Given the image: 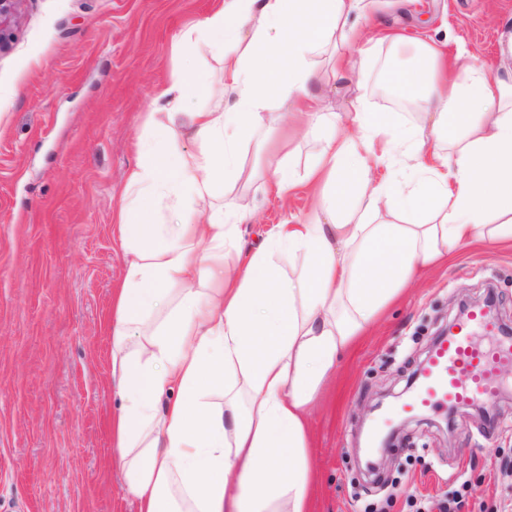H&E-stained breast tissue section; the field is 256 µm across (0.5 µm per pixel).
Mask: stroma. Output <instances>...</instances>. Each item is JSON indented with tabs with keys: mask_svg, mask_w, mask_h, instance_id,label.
<instances>
[{
	"mask_svg": "<svg viewBox=\"0 0 512 512\" xmlns=\"http://www.w3.org/2000/svg\"><path fill=\"white\" fill-rule=\"evenodd\" d=\"M220 0H17L0 51V512H139L124 491L112 446L119 400L112 390L108 324L125 259L112 232L147 112L169 111L156 90L192 60L218 78L222 59L205 42L173 44ZM512 0H363L362 38L388 30L466 51L492 64ZM413 48L373 43L324 109L365 106L394 124L418 120L398 103L388 73L413 65ZM281 139L298 172L323 136L289 119ZM255 143L240 150L224 190L248 213L246 245L274 224L321 218L310 186L266 193ZM498 298L512 322V246H463L405 288L337 361L305 409L309 512H416L454 499L456 512H512V368L502 367L497 421L480 406L406 413L377 473L362 434L378 406L400 405L437 330L460 302Z\"/></svg>",
	"mask_w": 512,
	"mask_h": 512,
	"instance_id": "stroma-1",
	"label": "stroma"
}]
</instances>
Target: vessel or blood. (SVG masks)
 I'll use <instances>...</instances> for the list:
<instances>
[{"label": "vessel or blood", "instance_id": "b4317fda", "mask_svg": "<svg viewBox=\"0 0 512 512\" xmlns=\"http://www.w3.org/2000/svg\"><path fill=\"white\" fill-rule=\"evenodd\" d=\"M492 311L472 309L432 350L409 403L411 409L442 404L493 403L498 372L512 363V344L499 343Z\"/></svg>", "mask_w": 512, "mask_h": 512}]
</instances>
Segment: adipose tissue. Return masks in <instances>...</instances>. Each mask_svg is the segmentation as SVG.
<instances>
[{
  "mask_svg": "<svg viewBox=\"0 0 512 512\" xmlns=\"http://www.w3.org/2000/svg\"><path fill=\"white\" fill-rule=\"evenodd\" d=\"M360 2L223 0L174 46L209 40L223 92L189 124L146 118L115 215L125 275L109 326L114 448L140 512H308L302 413L338 357L455 248L512 244V26L491 73L424 46L396 75L420 102L419 124L392 127L360 107L351 136L324 111L311 58L337 36L358 45ZM291 114L324 145L301 174L259 139L269 188L322 184L324 218L274 225L249 250L224 182L242 143ZM431 135L447 145L432 164ZM375 158L406 191L371 184ZM228 251L242 257L230 278Z\"/></svg>",
  "mask_w": 512,
  "mask_h": 512,
  "instance_id": "ef3b65f1",
  "label": "adipose tissue"
}]
</instances>
